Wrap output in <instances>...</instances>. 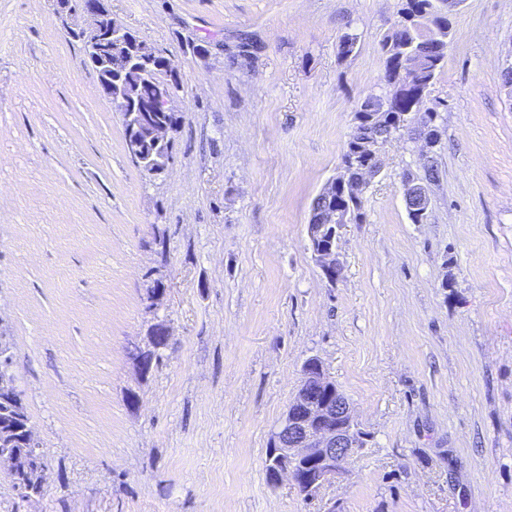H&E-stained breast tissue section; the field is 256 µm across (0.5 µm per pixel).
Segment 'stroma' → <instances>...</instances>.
Wrapping results in <instances>:
<instances>
[{
	"label": "stroma",
	"instance_id": "stroma-1",
	"mask_svg": "<svg viewBox=\"0 0 512 512\" xmlns=\"http://www.w3.org/2000/svg\"><path fill=\"white\" fill-rule=\"evenodd\" d=\"M400 3L110 0L178 81L149 176L53 0H0V325L46 465L29 502L0 473V512H512V0L449 17L426 220L403 136L338 280L307 237ZM158 322L143 375L128 351ZM312 357L368 439L307 496L266 459ZM402 192L404 201L413 200L410 206L411 212L424 213L428 210L430 199L428 195V188L425 184H421L413 179H405L402 184Z\"/></svg>",
	"mask_w": 512,
	"mask_h": 512
}]
</instances>
